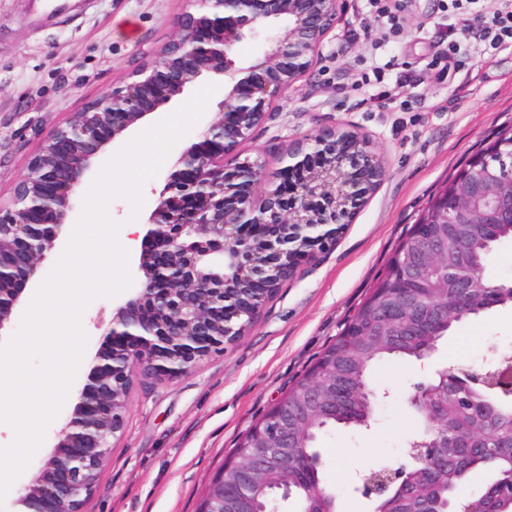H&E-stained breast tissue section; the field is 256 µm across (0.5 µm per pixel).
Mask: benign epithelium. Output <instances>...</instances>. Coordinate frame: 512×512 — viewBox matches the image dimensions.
<instances>
[{
  "label": "benign epithelium",
  "mask_w": 512,
  "mask_h": 512,
  "mask_svg": "<svg viewBox=\"0 0 512 512\" xmlns=\"http://www.w3.org/2000/svg\"><path fill=\"white\" fill-rule=\"evenodd\" d=\"M338 0H193L195 11L179 17L174 39L149 61L122 77L112 92L71 113L42 141L29 173L13 188L9 206H0V330L11 321L23 285L39 278L40 263L54 248L73 209L82 176L95 158L123 132L181 95L203 74L224 78L227 92L220 118L183 149L170 184L153 209L144 236L140 268L145 279L136 296L117 308L108 336L113 347L99 356L78 402L46 457L35 483L15 500L20 512H83L111 439L124 426L128 391L139 377L172 379L242 336L301 262L334 245V224H346L386 176L383 159L368 137L340 125L288 145L279 180L266 179L260 158L239 160L241 145L262 124L281 92L309 71L333 28ZM268 20H284V32L265 37L263 58L238 67L231 58L244 31ZM472 183L439 197L429 224H512V178L470 160ZM401 277L425 279L448 271L441 245L418 235L413 249L397 256ZM458 302L431 300L434 314L415 358L433 355L442 333L467 301L471 281L456 277ZM384 294L398 300L394 310H378L380 320L397 321L415 305L389 283ZM248 322L239 324L241 316ZM512 388V362L494 370L438 368L414 386L408 404L448 419L451 386ZM340 387L319 371L310 374L301 404L293 410L274 403L242 438L240 454L208 484L197 512H277L271 493H288L297 482V463L288 448L297 437V418L309 412L336 414ZM477 424L497 417L495 406H473ZM452 431L440 439L411 444L413 468L373 471L362 491L379 502L397 492L424 495L432 468L448 461L453 449L472 440ZM306 512H327V499L314 483L305 486Z\"/></svg>",
  "instance_id": "1"
}]
</instances>
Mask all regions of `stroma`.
Listing matches in <instances>:
<instances>
[{
	"mask_svg": "<svg viewBox=\"0 0 512 512\" xmlns=\"http://www.w3.org/2000/svg\"><path fill=\"white\" fill-rule=\"evenodd\" d=\"M442 0H407L401 31L376 60L350 29L376 28L364 0H340L336 26L309 74L283 92L241 148L264 159L275 177L296 138L330 124H350L383 155L388 176L336 243L305 261L265 305L254 324L223 352L175 379H146L130 390L122 433L112 441L84 512H197L211 479L241 437L304 377L326 345L370 295L399 241L429 200L480 148L512 131V48L495 56L467 47L463 65L438 74L432 60L445 19ZM189 0H78L75 11L41 19L27 0H0V203L28 173L43 138L71 112L111 91L118 81L173 39ZM395 60L383 84L374 63ZM389 87L417 108L381 106ZM132 295L93 300L81 324L89 366L108 346L117 308ZM512 355V307H496L454 325L437 343V367L481 366ZM426 375L416 361L380 365V393L370 428L339 427L317 448L322 474L341 512H374L363 495L369 469L410 464L408 443L420 423L407 398Z\"/></svg>",
	"mask_w": 512,
	"mask_h": 512,
	"instance_id": "stroma-1",
	"label": "stroma"
}]
</instances>
